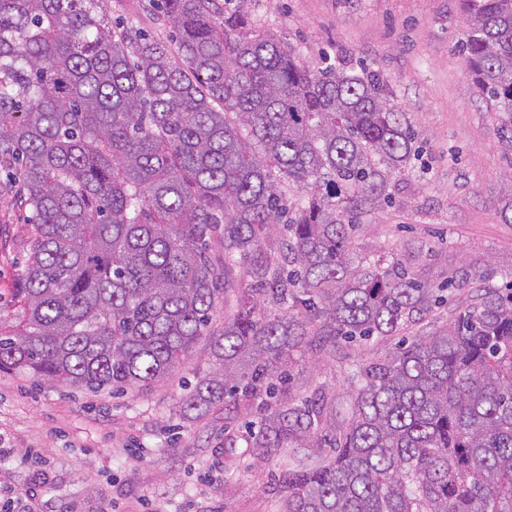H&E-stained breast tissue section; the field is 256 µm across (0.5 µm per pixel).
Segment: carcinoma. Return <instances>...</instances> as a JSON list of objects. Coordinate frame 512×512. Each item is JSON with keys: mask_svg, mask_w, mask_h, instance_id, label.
Masks as SVG:
<instances>
[{"mask_svg": "<svg viewBox=\"0 0 512 512\" xmlns=\"http://www.w3.org/2000/svg\"><path fill=\"white\" fill-rule=\"evenodd\" d=\"M156 2L172 49L109 25L105 0H0V198L30 224L0 371L146 388L204 342L182 414L230 419L266 387L259 460L339 428L281 472L279 512H512V294L480 285L363 365L340 423L325 392L298 405L287 387L293 353L396 336L437 302L406 266L352 252L413 155L382 79L306 64L247 0ZM465 2L471 92L512 142V0Z\"/></svg>", "mask_w": 512, "mask_h": 512, "instance_id": "carcinoma-1", "label": "carcinoma"}]
</instances>
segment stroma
Instances as JSON below:
<instances>
[{"mask_svg": "<svg viewBox=\"0 0 512 512\" xmlns=\"http://www.w3.org/2000/svg\"><path fill=\"white\" fill-rule=\"evenodd\" d=\"M255 25L294 47L303 62L323 59L381 75L415 133V156L392 186L393 200L361 224L354 252L397 259L443 287L444 302L409 324L407 335L470 306L472 287L451 288L464 268L490 283H512V143L498 117L469 90L457 46L464 0H248ZM109 23L151 36L168 33L151 0H106ZM28 226L0 202V309L10 310ZM395 340L339 341L332 356L298 354L291 392L335 396L344 409L366 362ZM210 369L198 347L167 379L121 393L38 386L0 372V512H278L270 488L293 461L283 448L266 460L246 455L242 411L190 421L180 412L186 384Z\"/></svg>", "mask_w": 512, "mask_h": 512, "instance_id": "stroma-1", "label": "stroma"}]
</instances>
